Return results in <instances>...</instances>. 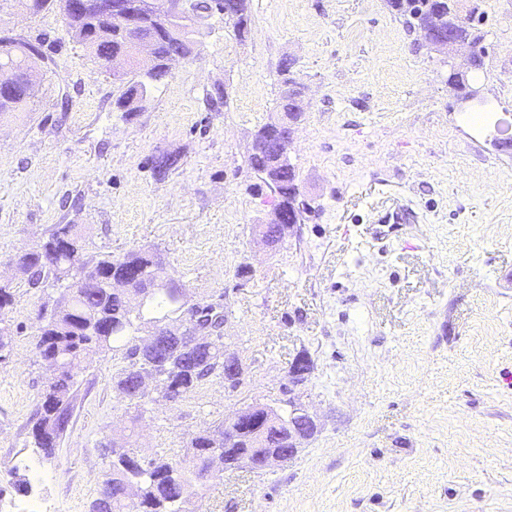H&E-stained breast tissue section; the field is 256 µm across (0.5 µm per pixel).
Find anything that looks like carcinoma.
<instances>
[{"mask_svg": "<svg viewBox=\"0 0 512 512\" xmlns=\"http://www.w3.org/2000/svg\"><path fill=\"white\" fill-rule=\"evenodd\" d=\"M7 3L33 16L48 9L57 10L71 39L84 46L101 66L104 55L124 52L132 40L156 33L151 15L160 11V6H154L151 14L141 19L142 25L123 35L112 28V19L100 16L92 8L77 12L69 8L67 0H0V9ZM389 6L397 18L413 28L428 23L439 3L389 0ZM455 33L476 47L475 69L483 68L484 33L473 24V19L466 18L455 27ZM192 45V38L185 33L159 39L155 48L158 63L142 72L133 71V78L126 82V89L116 100L117 108L123 112L137 111L148 86L168 76L169 69L162 61L172 54L191 53ZM35 59L49 60L44 41L0 34V79L10 77L14 81V92L0 96V119L28 111L35 87L31 76L42 79L32 65ZM298 95L296 88L282 93L280 108L290 121L297 116ZM278 125L285 122L267 123L257 132L248 164L264 181L283 183L280 205L286 208L292 206L289 182L296 177V170L278 162L275 140L264 136ZM85 250L86 238L76 225L58 224L39 247L20 253L15 259L30 285L61 289L52 309L42 308L37 314L38 354L42 360L56 364V375L41 394L32 426L33 443L45 454H53L68 426L74 387L86 359L92 354L110 353L122 360L113 380L134 414L120 434L106 435L101 441L104 453L111 455L112 460L87 512H190L191 500L206 486L202 479L211 452L224 447V436L233 438L229 447L239 450L283 448L288 435V405L270 409L254 424L242 418H226L217 424V429L193 435L189 457L180 464L164 457L141 456L133 444L137 424L148 411V402L136 393L141 373L156 369L164 388L160 398L167 402L182 401L210 378L224 376V339L192 345L164 336L154 352L140 355L135 339L143 326L158 329L181 319L183 285L165 275L160 258L151 249L132 251L117 259L107 254L89 260L84 259ZM122 275L126 276L128 288L121 291L109 287L113 278ZM130 295L139 297L136 310L128 308ZM13 301L12 283L1 284L0 353L9 352L12 346L13 329L2 315ZM116 446L122 452L114 456L112 448ZM132 482L140 487V500L134 505L125 494Z\"/></svg>", "mask_w": 512, "mask_h": 512, "instance_id": "cac0c4a2", "label": "carcinoma"}]
</instances>
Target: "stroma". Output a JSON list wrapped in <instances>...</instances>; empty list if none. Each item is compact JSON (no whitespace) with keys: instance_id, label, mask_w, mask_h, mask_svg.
<instances>
[{"instance_id":"obj_1","label":"stroma","mask_w":512,"mask_h":512,"mask_svg":"<svg viewBox=\"0 0 512 512\" xmlns=\"http://www.w3.org/2000/svg\"><path fill=\"white\" fill-rule=\"evenodd\" d=\"M485 34L475 75L487 120L464 124L448 65L415 43L387 0H249L250 31L222 14L199 50L150 87L138 111L121 81L72 41L61 15L0 10V30L45 42L31 108L0 120V279L15 300L0 360V512H84L104 477L100 443L130 409L94 356L68 427L48 456L30 422L50 376L36 313L55 289L31 287L14 260L57 224H77L87 255L149 247L196 299H226V343L244 392L207 382L150 406L144 457L181 460L192 434L244 404L284 399L306 355L318 431L290 463L224 473L195 512H512V0H458ZM293 63L306 111L290 146L315 208L270 251L268 188L248 166L276 120L280 66ZM225 88L213 108L207 95ZM179 158L165 178L160 154ZM402 200L414 221L378 231Z\"/></svg>"}]
</instances>
